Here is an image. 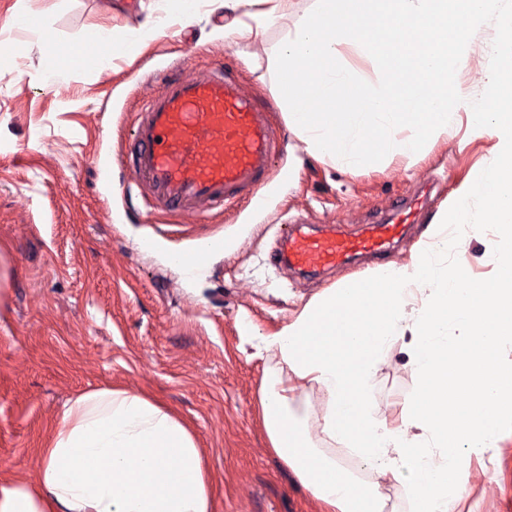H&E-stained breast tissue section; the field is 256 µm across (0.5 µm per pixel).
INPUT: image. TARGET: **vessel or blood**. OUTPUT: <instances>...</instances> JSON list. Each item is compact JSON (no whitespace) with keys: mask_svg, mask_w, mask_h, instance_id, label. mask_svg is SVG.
<instances>
[{"mask_svg":"<svg viewBox=\"0 0 512 512\" xmlns=\"http://www.w3.org/2000/svg\"><path fill=\"white\" fill-rule=\"evenodd\" d=\"M283 139L265 104L241 94L228 67L169 77L162 93L142 106L121 163L148 208H262V190ZM393 224L372 234L315 237L301 226L281 227L271 252L276 265L330 269L353 255H381L396 234Z\"/></svg>","mask_w":512,"mask_h":512,"instance_id":"vessel-or-blood-1","label":"vessel or blood"}]
</instances>
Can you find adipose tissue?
I'll use <instances>...</instances> for the list:
<instances>
[{
	"label": "adipose tissue",
	"mask_w": 512,
	"mask_h": 512,
	"mask_svg": "<svg viewBox=\"0 0 512 512\" xmlns=\"http://www.w3.org/2000/svg\"><path fill=\"white\" fill-rule=\"evenodd\" d=\"M224 33L248 46L279 24L288 0H212ZM497 26L474 135L494 142L496 163L461 186L453 207L479 200V221L499 227L485 243L491 282L440 266L448 215L439 213L410 264L345 281L314 296L276 335L251 334L252 357L274 352L260 418L274 454L320 512H385L381 477L409 473L416 512H448L459 484L456 448L484 446L512 411V373L499 355L512 338V6L507 0H314L284 29L270 67L271 90L289 130L314 159L366 167L413 164L452 136L460 77L474 38ZM372 55L379 87L364 82L353 55ZM409 336L416 386L399 424L375 416L370 396L387 344ZM311 385L327 402L319 431L294 404ZM340 442L378 474L363 481L337 468ZM0 512H216L204 451L167 406L133 390L99 389L69 402L32 483L0 478Z\"/></svg>",
	"instance_id": "1"
}]
</instances>
